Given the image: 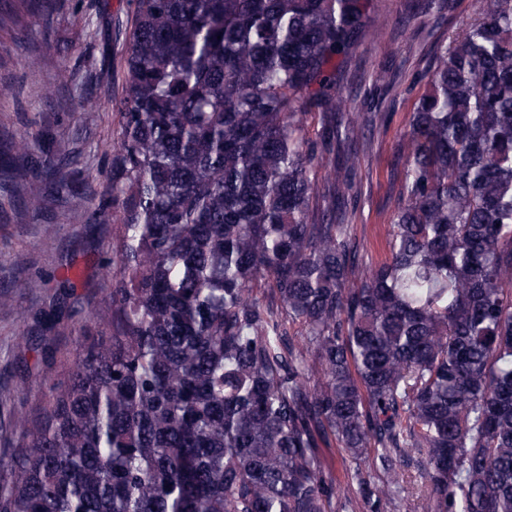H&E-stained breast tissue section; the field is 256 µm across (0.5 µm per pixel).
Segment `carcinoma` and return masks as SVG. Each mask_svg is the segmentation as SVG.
<instances>
[{"label": "carcinoma", "mask_w": 512, "mask_h": 512, "mask_svg": "<svg viewBox=\"0 0 512 512\" xmlns=\"http://www.w3.org/2000/svg\"><path fill=\"white\" fill-rule=\"evenodd\" d=\"M132 4L112 292L41 415L13 411L0 512H386L411 465L412 512H512V0L437 45L378 262L348 201L389 113L336 89L372 0ZM51 6L0 0V34ZM37 140L0 139L1 180ZM40 176L25 213L81 180ZM316 452L323 463L326 475L343 485L347 484L355 464L346 457L344 452L340 448L324 445L316 448Z\"/></svg>", "instance_id": "carcinoma-1"}]
</instances>
